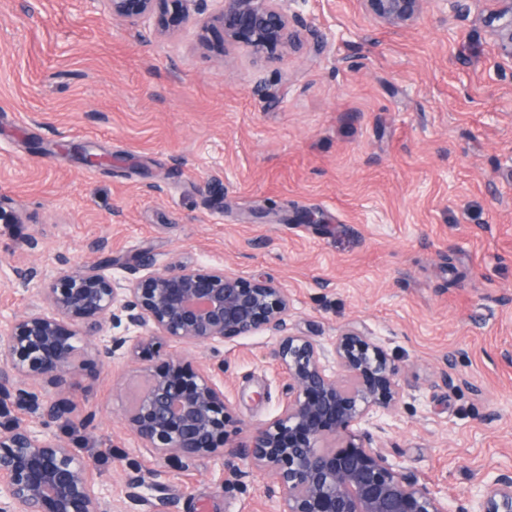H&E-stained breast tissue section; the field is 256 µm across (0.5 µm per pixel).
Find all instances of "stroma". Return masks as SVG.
<instances>
[{
    "label": "stroma",
    "instance_id": "stroma-1",
    "mask_svg": "<svg viewBox=\"0 0 512 512\" xmlns=\"http://www.w3.org/2000/svg\"><path fill=\"white\" fill-rule=\"evenodd\" d=\"M0 0V316L34 305L14 265L57 273L112 257L180 259L274 279L293 333L332 348L355 326L402 368L389 459L448 497L512 472V58L496 0H460L398 27L363 0H301L327 37L261 67L193 30L130 35L89 0ZM111 156L88 167L69 144ZM309 211L315 223L297 222ZM263 331L221 345L230 428L273 418L288 379ZM124 354L63 395L77 441L122 512H272L267 476L216 456L157 460L122 424L142 384ZM239 476L225 480L227 466Z\"/></svg>",
    "mask_w": 512,
    "mask_h": 512
}]
</instances>
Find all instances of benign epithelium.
Wrapping results in <instances>:
<instances>
[{
  "instance_id": "7a95c632",
  "label": "benign epithelium",
  "mask_w": 512,
  "mask_h": 512,
  "mask_svg": "<svg viewBox=\"0 0 512 512\" xmlns=\"http://www.w3.org/2000/svg\"><path fill=\"white\" fill-rule=\"evenodd\" d=\"M127 30L153 26L170 36L193 21L203 0H92ZM213 22L201 42L220 32L223 43L247 47L277 68L299 36L326 38L289 5L298 0H215ZM383 22L418 16L426 0H364ZM503 22L495 35L512 58V0H499ZM69 152L86 165L104 158L82 146ZM144 274L110 260L55 275L11 267L47 310L13 314L0 323V415L16 406L36 415L39 427L0 424V512H108L91 465L70 445L46 434L52 423L72 422V406L58 393L76 382L75 340H97L100 360L133 353L145 360L164 342L216 344L268 331L278 337L269 355L288 376L280 411L236 442L227 430L224 362L194 367L177 353L146 365L144 383L123 414V425L166 462L207 457L238 459L270 477L275 512H448L440 495L418 483L377 448L356 441L351 427L385 430L396 413L401 368L354 327L337 339L336 367L312 339L288 332V292L272 279H246L219 267L175 260ZM115 325L124 333L111 334ZM462 512H512V473L498 475L469 497Z\"/></svg>"
}]
</instances>
